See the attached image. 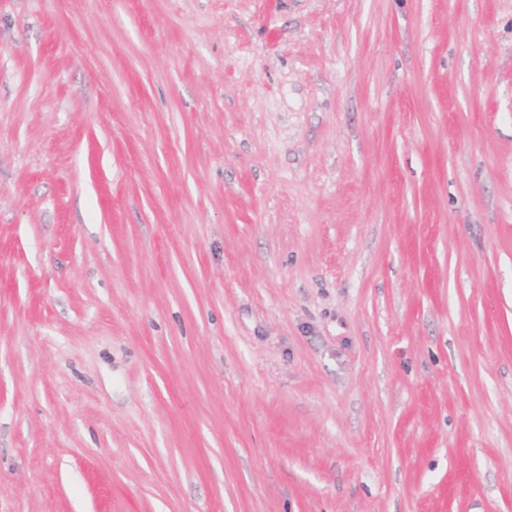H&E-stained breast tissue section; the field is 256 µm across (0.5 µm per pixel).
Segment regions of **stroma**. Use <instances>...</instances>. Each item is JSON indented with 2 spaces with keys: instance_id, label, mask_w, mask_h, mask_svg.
Instances as JSON below:
<instances>
[{
  "instance_id": "obj_1",
  "label": "stroma",
  "mask_w": 512,
  "mask_h": 512,
  "mask_svg": "<svg viewBox=\"0 0 512 512\" xmlns=\"http://www.w3.org/2000/svg\"><path fill=\"white\" fill-rule=\"evenodd\" d=\"M0 512H512V0H0Z\"/></svg>"
}]
</instances>
